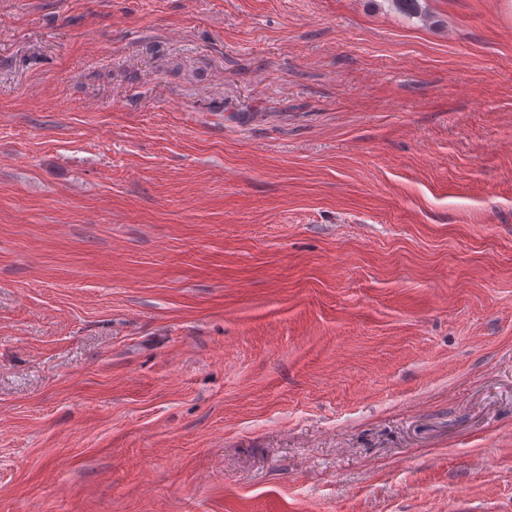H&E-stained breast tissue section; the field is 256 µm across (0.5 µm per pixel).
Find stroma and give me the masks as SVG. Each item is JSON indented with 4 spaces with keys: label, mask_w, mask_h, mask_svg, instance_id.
Listing matches in <instances>:
<instances>
[{
    "label": "stroma",
    "mask_w": 512,
    "mask_h": 512,
    "mask_svg": "<svg viewBox=\"0 0 512 512\" xmlns=\"http://www.w3.org/2000/svg\"><path fill=\"white\" fill-rule=\"evenodd\" d=\"M0 0V512H512V0Z\"/></svg>",
    "instance_id": "1"
}]
</instances>
